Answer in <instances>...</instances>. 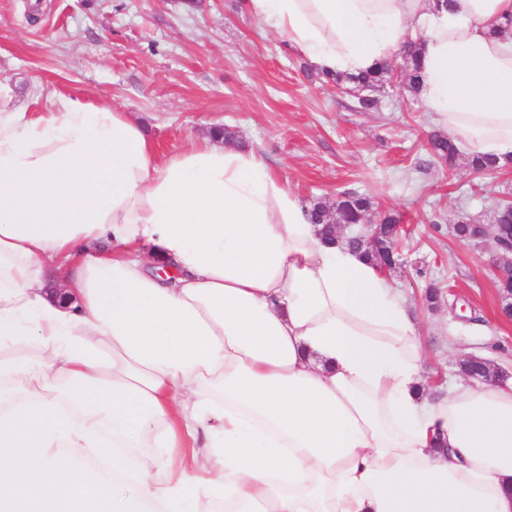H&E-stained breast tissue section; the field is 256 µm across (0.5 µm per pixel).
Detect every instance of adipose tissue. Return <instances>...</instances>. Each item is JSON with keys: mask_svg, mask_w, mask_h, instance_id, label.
<instances>
[{"mask_svg": "<svg viewBox=\"0 0 512 512\" xmlns=\"http://www.w3.org/2000/svg\"><path fill=\"white\" fill-rule=\"evenodd\" d=\"M317 70L420 45L418 97L512 162V0H246ZM0 83V512H512V380L424 398L403 295L264 158ZM154 456H146V449Z\"/></svg>", "mask_w": 512, "mask_h": 512, "instance_id": "1", "label": "adipose tissue"}]
</instances>
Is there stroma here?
I'll return each instance as SVG.
<instances>
[{"mask_svg":"<svg viewBox=\"0 0 512 512\" xmlns=\"http://www.w3.org/2000/svg\"><path fill=\"white\" fill-rule=\"evenodd\" d=\"M302 64L241 0H0V81L18 97L37 83L110 102L163 154L223 127L305 201L370 195L404 227L392 278L418 322L430 383L461 382L460 361L490 348L511 379L512 320L489 271L497 250L458 239L453 226L463 213L489 218L512 196V167L478 179L463 161L430 162L436 128L402 87L377 92V111L356 112Z\"/></svg>","mask_w":512,"mask_h":512,"instance_id":"stroma-1","label":"stroma"}]
</instances>
